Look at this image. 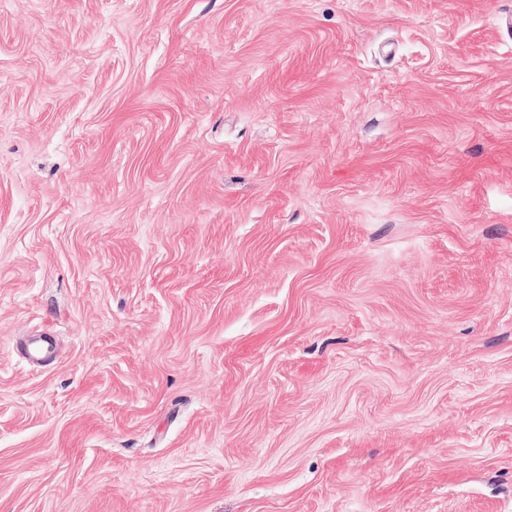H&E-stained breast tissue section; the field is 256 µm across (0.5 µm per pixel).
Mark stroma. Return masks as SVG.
<instances>
[{"label":"stroma","instance_id":"35a3bbf8","mask_svg":"<svg viewBox=\"0 0 512 512\" xmlns=\"http://www.w3.org/2000/svg\"><path fill=\"white\" fill-rule=\"evenodd\" d=\"M507 18L0 0V512H512ZM54 337L48 336L46 332L39 336H31L20 344L25 358L32 364L39 365L40 356L54 348Z\"/></svg>","mask_w":512,"mask_h":512}]
</instances>
